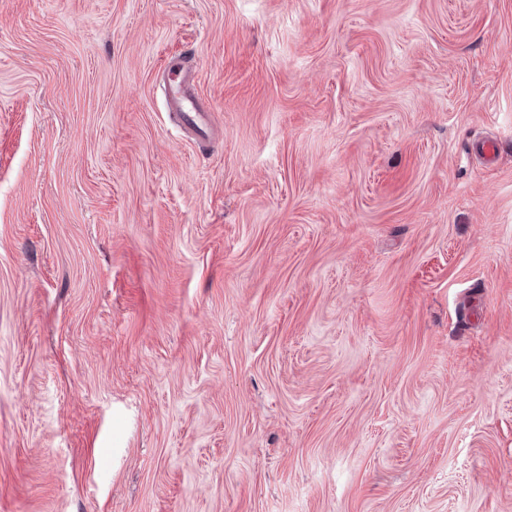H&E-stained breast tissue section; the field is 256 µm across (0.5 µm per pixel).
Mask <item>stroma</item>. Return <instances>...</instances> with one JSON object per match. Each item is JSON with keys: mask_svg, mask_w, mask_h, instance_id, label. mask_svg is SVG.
Segmentation results:
<instances>
[{"mask_svg": "<svg viewBox=\"0 0 512 512\" xmlns=\"http://www.w3.org/2000/svg\"><path fill=\"white\" fill-rule=\"evenodd\" d=\"M0 512H512V0H0ZM188 62L186 58L170 61L164 68V81L169 105L179 117V126L188 130L202 145L210 136L211 111L188 96V84L193 76Z\"/></svg>", "mask_w": 512, "mask_h": 512, "instance_id": "1", "label": "stroma"}]
</instances>
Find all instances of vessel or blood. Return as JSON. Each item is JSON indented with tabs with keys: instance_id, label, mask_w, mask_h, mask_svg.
<instances>
[{
	"instance_id": "1",
	"label": "vessel or blood",
	"mask_w": 512,
	"mask_h": 512,
	"mask_svg": "<svg viewBox=\"0 0 512 512\" xmlns=\"http://www.w3.org/2000/svg\"><path fill=\"white\" fill-rule=\"evenodd\" d=\"M193 72L187 60L176 59L165 67V85L169 104L179 117V125L188 130L198 143L210 136L211 112L188 95Z\"/></svg>"
}]
</instances>
